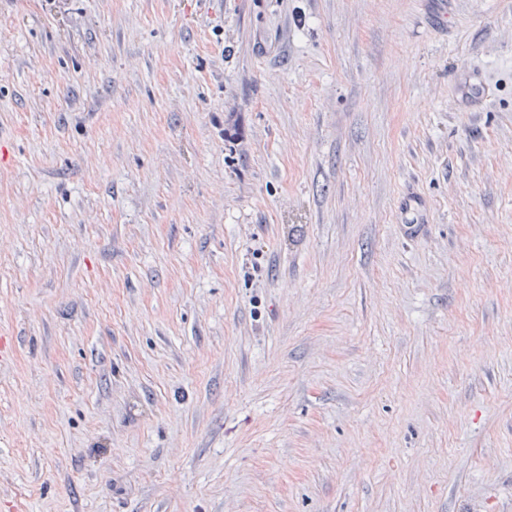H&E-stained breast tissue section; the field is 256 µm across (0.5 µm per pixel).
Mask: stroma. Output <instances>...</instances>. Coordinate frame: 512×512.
<instances>
[{
    "mask_svg": "<svg viewBox=\"0 0 512 512\" xmlns=\"http://www.w3.org/2000/svg\"><path fill=\"white\" fill-rule=\"evenodd\" d=\"M0 336V512H512V0H0ZM460 92L463 99L471 104H476L482 98L491 95L493 88L485 83L480 76H473L462 84Z\"/></svg>",
    "mask_w": 512,
    "mask_h": 512,
    "instance_id": "35a3bbf8",
    "label": "stroma"
}]
</instances>
